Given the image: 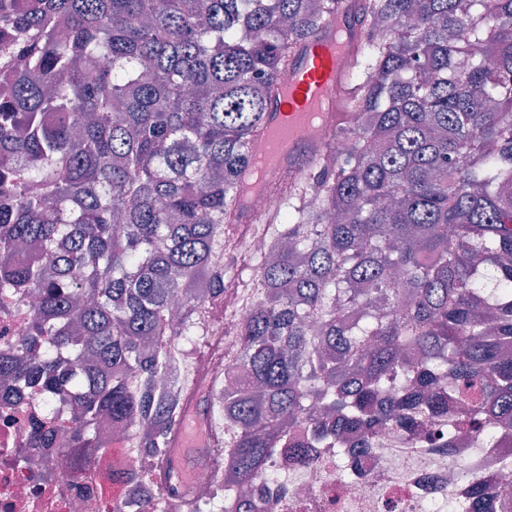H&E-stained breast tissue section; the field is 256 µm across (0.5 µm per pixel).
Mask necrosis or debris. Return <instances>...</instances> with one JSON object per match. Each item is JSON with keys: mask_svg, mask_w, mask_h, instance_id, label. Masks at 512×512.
<instances>
[{"mask_svg": "<svg viewBox=\"0 0 512 512\" xmlns=\"http://www.w3.org/2000/svg\"><path fill=\"white\" fill-rule=\"evenodd\" d=\"M36 302L31 295L0 306V351H17L29 335ZM245 303L242 291L226 286L217 301L223 318L205 325L212 354L199 370L208 378H223L239 356L236 329ZM77 409L70 394L32 397L0 380V512H123L137 496L139 487L129 473L139 451L135 431H117L104 421L102 434L115 450L105 461L86 449L33 447L36 422L48 417L64 431ZM447 431L444 418L411 434L390 430L379 449L358 454V474L352 478L332 448L317 449L309 464L277 454L281 478H258L251 497L256 504H272L273 512H448L449 499L467 489L473 473L494 474L500 483L512 485V469L500 468L512 444L482 448L464 438L447 454L428 448V441Z\"/></svg>", "mask_w": 512, "mask_h": 512, "instance_id": "1", "label": "necrosis or debris"}]
</instances>
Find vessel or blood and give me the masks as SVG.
Listing matches in <instances>:
<instances>
[{"label":"vessel or blood","instance_id":"b4317fda","mask_svg":"<svg viewBox=\"0 0 512 512\" xmlns=\"http://www.w3.org/2000/svg\"><path fill=\"white\" fill-rule=\"evenodd\" d=\"M362 31L353 14L340 9L317 41L301 46L287 78L272 97L264 131L254 142L251 155L259 169L241 175L240 205L251 215V200L284 174L302 176L330 144L336 126L346 120L342 105L348 93L349 66L361 41ZM211 431L205 400L191 395L174 430L173 446L155 476L183 502L193 490L192 475L208 465Z\"/></svg>","mask_w":512,"mask_h":512}]
</instances>
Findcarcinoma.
Returning <instances> with one entry per match:
<instances>
[{"label":"carcinoma","mask_w":512,"mask_h":512,"mask_svg":"<svg viewBox=\"0 0 512 512\" xmlns=\"http://www.w3.org/2000/svg\"><path fill=\"white\" fill-rule=\"evenodd\" d=\"M348 1L363 38L336 167L268 213L287 248L256 260L241 381L207 395L241 484L280 448L372 449L444 414L482 447L512 438V0H0V296L40 299L0 376L73 392L70 448L110 455L104 415L145 424L136 512L188 390L167 337L192 344L224 294L250 144ZM511 504L474 477L462 510Z\"/></svg>","instance_id":"obj_1"}]
</instances>
